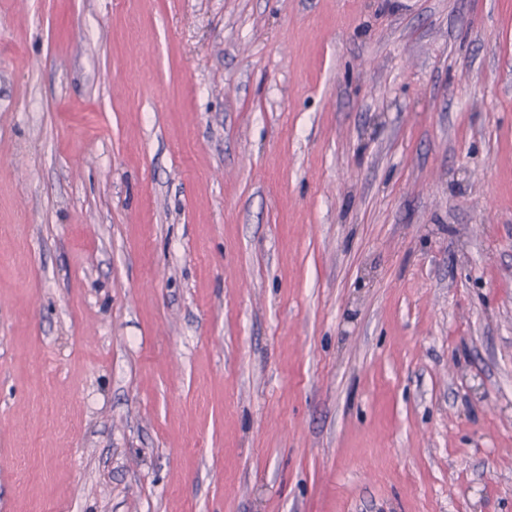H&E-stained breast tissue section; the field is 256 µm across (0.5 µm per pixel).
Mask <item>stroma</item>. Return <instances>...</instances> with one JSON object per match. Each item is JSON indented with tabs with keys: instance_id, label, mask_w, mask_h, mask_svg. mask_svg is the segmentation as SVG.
<instances>
[{
	"instance_id": "35a3bbf8",
	"label": "stroma",
	"mask_w": 512,
	"mask_h": 512,
	"mask_svg": "<svg viewBox=\"0 0 512 512\" xmlns=\"http://www.w3.org/2000/svg\"><path fill=\"white\" fill-rule=\"evenodd\" d=\"M0 512H512V0H0Z\"/></svg>"
}]
</instances>
